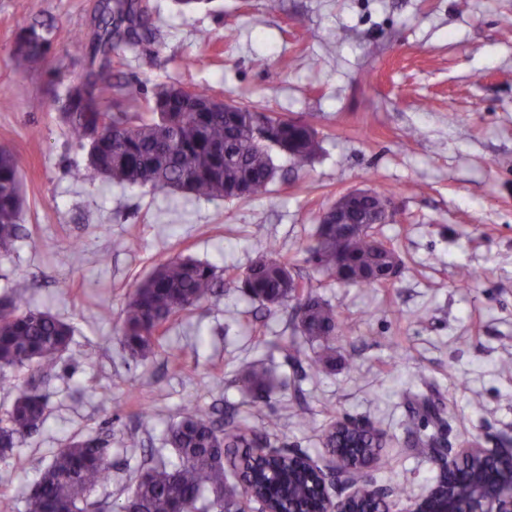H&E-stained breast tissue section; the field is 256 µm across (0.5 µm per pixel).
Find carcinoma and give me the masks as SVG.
Returning a JSON list of instances; mask_svg holds the SVG:
<instances>
[{"mask_svg": "<svg viewBox=\"0 0 512 512\" xmlns=\"http://www.w3.org/2000/svg\"><path fill=\"white\" fill-rule=\"evenodd\" d=\"M147 12L131 0H114L104 22L100 42L149 30ZM17 51L22 68H37L45 53V39L35 29L25 32ZM118 111L110 114L95 104L86 86L69 90L70 109L64 118L72 140L89 145L93 173L131 186H150L204 199H235L263 195L283 171L279 161L292 167L315 158L321 142L313 125L297 124L275 112L246 104L214 102L200 89L187 95L176 85L156 87L145 111L128 112L126 102L140 91L128 82L113 85ZM22 208L20 170L16 157L0 149V251H9L18 237ZM307 252L319 271L334 278L340 260L347 259L341 283L375 285V270L387 265L392 248L381 250L374 232L345 243L336 234V222L320 224ZM288 261L261 256L251 263L234 287L268 306L297 300L296 328L318 345L310 367L319 372L335 361L333 342L340 332L336 310L313 294L312 284L296 289ZM224 279L215 264L190 257H175L156 264L136 286L121 315V341L129 354L142 359L151 354L158 328L183 312L223 292ZM73 329L47 312L27 308L15 296L0 298V368L56 365L72 343ZM243 387L254 395L256 409L272 385L267 366L252 364L241 374ZM46 403L37 389L19 390L0 419V460L13 452L17 439L37 430L45 421ZM175 459L159 461L140 472L126 499L111 512H237L235 485L225 464L250 483L255 498L281 512H298L311 491L313 475L283 457L258 462L250 453V435L226 431L214 413L197 406L167 432ZM380 445L370 437L342 452L352 460L367 457L383 463ZM109 449L93 439L73 437L57 449L28 497V512H88V496L108 471ZM457 469L480 479L490 468L471 457Z\"/></svg>", "mask_w": 512, "mask_h": 512, "instance_id": "1", "label": "carcinoma"}]
</instances>
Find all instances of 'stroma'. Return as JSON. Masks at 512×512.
<instances>
[{
    "instance_id": "1",
    "label": "stroma",
    "mask_w": 512,
    "mask_h": 512,
    "mask_svg": "<svg viewBox=\"0 0 512 512\" xmlns=\"http://www.w3.org/2000/svg\"><path fill=\"white\" fill-rule=\"evenodd\" d=\"M146 2L150 33L106 61L92 46L113 0H0V148L18 159L24 195L20 237L0 255V297L21 295L74 329L54 368L5 371L0 415L33 386L46 421L0 461V504L27 512L73 436L107 444V477L91 497L122 502L137 470L169 455L166 432L194 404L229 431L263 434L273 417L272 446L321 466L337 419L373 426L391 465L367 476L389 489L390 512H409L439 474L416 434L451 456L472 441L512 448V0H208L193 12ZM33 25L48 44L42 67L26 71L15 49ZM87 78L128 81L147 98L163 84L206 88L310 121L322 151L248 199L114 184L92 174L62 119L70 87ZM355 188L393 202L378 232L400 270L375 288L340 284L306 252L322 211ZM269 253L335 307L344 333L333 368L311 370L292 304L268 308L233 287ZM177 256L223 268L224 292L132 360L122 308L155 264ZM256 362L275 379L258 410L238 382ZM424 397L439 419L409 421Z\"/></svg>"
}]
</instances>
